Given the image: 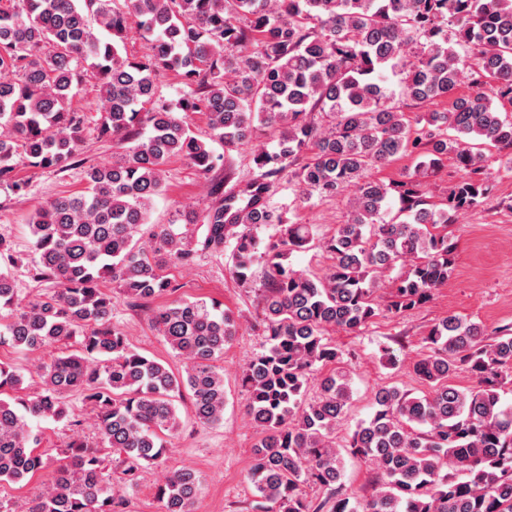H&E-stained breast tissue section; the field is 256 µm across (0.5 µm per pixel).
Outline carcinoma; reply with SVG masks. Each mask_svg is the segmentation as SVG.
<instances>
[{
	"instance_id": "cac0c4a2",
	"label": "carcinoma",
	"mask_w": 512,
	"mask_h": 512,
	"mask_svg": "<svg viewBox=\"0 0 512 512\" xmlns=\"http://www.w3.org/2000/svg\"><path fill=\"white\" fill-rule=\"evenodd\" d=\"M0 5V184L16 192L13 158L59 172L77 163L85 133L112 139L118 158L86 171L85 190L51 198L30 216L34 276L54 279L52 295L18 307L11 273L0 269V343L20 352L56 348L82 336L78 353L61 351L37 373L39 392L20 394L24 376L0 365V479L45 473L30 512H120L112 457L134 480L164 454L180 419L174 404L191 396L196 420H224V375L216 362L237 333L222 304L174 299L150 319L184 362L181 372L132 350L112 325L111 281L139 306L173 291L168 268L193 262L189 225L196 211L142 225L164 192V166L179 158L206 175L218 157L179 112L206 115L210 140L233 145L257 129L276 139L253 157L251 175L204 215L203 251L234 240L232 274L246 285L261 259L267 351L243 368L246 414L260 429L249 478L276 512H512V327L488 338L459 315L435 322L429 352L413 373L430 386L422 396L378 390L374 411L344 449L335 433L351 396L335 368L343 352L330 330L356 333L379 314L374 293L398 265L386 310L427 304L455 268L448 228L486 194L494 163L512 170V0H7ZM149 53L128 55L132 30ZM81 62L99 80L104 110L96 119L73 108ZM177 74L185 91L178 111L155 99L159 78ZM480 77L469 95L464 73ZM446 100L414 126L407 102ZM149 131H144V128ZM405 157L413 171L398 181L371 176ZM453 160L466 176L438 202L425 179ZM295 167L298 198L350 195V222L323 241L332 264L323 277L288 262L311 241V225L287 223L269 204L276 177ZM398 198L399 208L391 200ZM279 224L283 234L258 253L254 230ZM319 398L306 400L310 376ZM476 381L463 390L457 371ZM92 408L101 447L80 438L53 462L39 450L30 420L71 419L65 395ZM71 425L83 422L71 419ZM364 463L373 491L351 502L343 492V456ZM322 489L318 503L305 487ZM199 480L189 469L158 485L166 512H190Z\"/></svg>"
}]
</instances>
